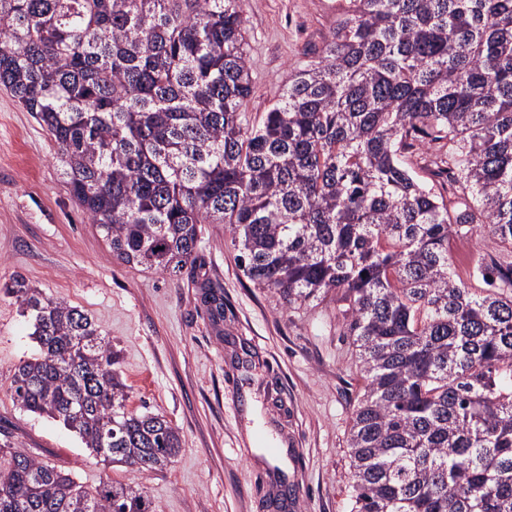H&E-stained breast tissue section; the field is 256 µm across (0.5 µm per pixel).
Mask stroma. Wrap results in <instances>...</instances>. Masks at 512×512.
<instances>
[{
  "mask_svg": "<svg viewBox=\"0 0 512 512\" xmlns=\"http://www.w3.org/2000/svg\"><path fill=\"white\" fill-rule=\"evenodd\" d=\"M336 0H245L248 110L261 119L335 24ZM57 145L0 87V446L143 487L155 512H348V440L363 380L336 301L298 310L255 287L223 225L194 264L158 272L116 260L70 192ZM23 276L76 307L120 354L130 409L165 416L182 448L160 471L113 466L62 424L23 410L12 370L36 345L15 299ZM224 302L213 321L202 281Z\"/></svg>",
  "mask_w": 512,
  "mask_h": 512,
  "instance_id": "stroma-1",
  "label": "stroma"
}]
</instances>
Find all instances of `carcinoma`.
<instances>
[{
	"mask_svg": "<svg viewBox=\"0 0 512 512\" xmlns=\"http://www.w3.org/2000/svg\"><path fill=\"white\" fill-rule=\"evenodd\" d=\"M245 22L244 0H0V86L116 259L179 271L222 224L255 286L342 304L364 380L349 512H512V0H339L257 124ZM474 236L495 252L463 278L448 242ZM4 291L37 344L22 408L105 462L171 464L178 430L128 409L92 318L22 276ZM0 512L153 510L0 448Z\"/></svg>",
	"mask_w": 512,
	"mask_h": 512,
	"instance_id": "obj_1",
	"label": "carcinoma"
}]
</instances>
